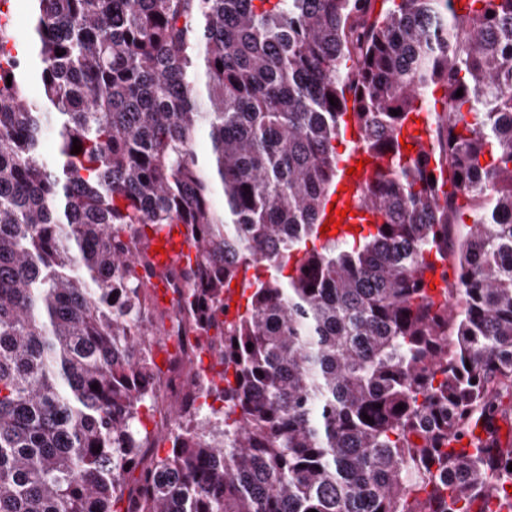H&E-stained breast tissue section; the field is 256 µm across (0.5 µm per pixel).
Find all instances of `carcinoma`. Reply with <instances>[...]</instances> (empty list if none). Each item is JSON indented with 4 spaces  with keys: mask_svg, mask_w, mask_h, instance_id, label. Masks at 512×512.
I'll return each mask as SVG.
<instances>
[{
    "mask_svg": "<svg viewBox=\"0 0 512 512\" xmlns=\"http://www.w3.org/2000/svg\"><path fill=\"white\" fill-rule=\"evenodd\" d=\"M375 3L0 0V512H512V0ZM345 188H348V187L343 185L342 189L339 191V194H336V198L331 199V202L327 205L326 212H325V219L323 221V224L327 226V222L330 218V215H334L335 220L342 222V225L339 226L338 233H335V229L333 226V228H331L330 233H326L328 236H337L339 234H342L343 232L348 230L347 226L350 225V223L352 222V221H349V223H345L344 220H340L341 215L337 216L338 210L350 211V200H349L350 189L348 188V191H345ZM344 192H345V194H344ZM330 204H335V208H334L335 213L334 214H330V211H329Z\"/></svg>",
    "mask_w": 512,
    "mask_h": 512,
    "instance_id": "1",
    "label": "carcinoma"
}]
</instances>
